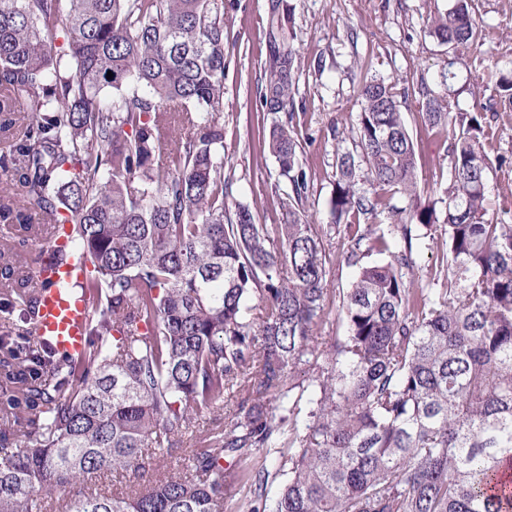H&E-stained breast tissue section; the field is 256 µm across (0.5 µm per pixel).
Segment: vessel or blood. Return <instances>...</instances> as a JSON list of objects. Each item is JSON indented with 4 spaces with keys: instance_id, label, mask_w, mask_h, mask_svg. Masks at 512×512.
I'll return each instance as SVG.
<instances>
[{
    "instance_id": "obj_1",
    "label": "vessel or blood",
    "mask_w": 512,
    "mask_h": 512,
    "mask_svg": "<svg viewBox=\"0 0 512 512\" xmlns=\"http://www.w3.org/2000/svg\"><path fill=\"white\" fill-rule=\"evenodd\" d=\"M56 243L52 234L43 241L47 256L32 273L40 290L29 317L40 347L62 359L75 358L89 343L87 304L79 291L85 279V266L77 255L61 262L52 261L48 253Z\"/></svg>"
}]
</instances>
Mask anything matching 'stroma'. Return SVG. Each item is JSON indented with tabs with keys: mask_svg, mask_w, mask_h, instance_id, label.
<instances>
[{
	"mask_svg": "<svg viewBox=\"0 0 512 512\" xmlns=\"http://www.w3.org/2000/svg\"><path fill=\"white\" fill-rule=\"evenodd\" d=\"M268 0H224V167L232 183L228 206H249L257 223H268L288 192L275 158L264 149L262 130L276 121L259 102L266 58ZM291 11L292 46L300 68L294 77L293 123L302 136L300 163L310 178L304 218L330 222L329 201L336 186L338 153L351 150L347 130L360 110L363 77L396 85L413 140L418 175L428 199L443 197L451 166L452 135L422 125L418 86L435 84L447 58L446 46L429 36L431 17L451 0H283ZM480 44L459 47L464 64L481 61L488 70L512 72V0H473ZM454 116L477 115L487 138L488 219L512 224V106L494 84L475 77L450 102ZM46 222L29 213L22 224H1L0 241L16 248L9 269L0 268V321L18 319L17 289L42 253Z\"/></svg>",
	"mask_w": 512,
	"mask_h": 512,
	"instance_id": "stroma-1",
	"label": "stroma"
}]
</instances>
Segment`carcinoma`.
<instances>
[{"label":"carcinoma","mask_w":512,"mask_h":512,"mask_svg":"<svg viewBox=\"0 0 512 512\" xmlns=\"http://www.w3.org/2000/svg\"><path fill=\"white\" fill-rule=\"evenodd\" d=\"M289 22L269 0L257 94L285 116L265 144L291 192L281 223L258 224L224 204V0H0V103L23 112L25 188L0 187V222L70 225L90 306L82 359L33 350L35 374L0 329V512H224L234 493L248 512H512V224L485 219L480 121L449 110L469 76L452 54L438 90H419L422 124L460 125L440 274L419 279L411 225L438 217L387 80L362 83L331 224L303 219ZM429 35L474 42L471 0ZM489 79L512 105V75ZM328 233L356 268L338 291ZM333 313L345 335L326 338ZM229 397L224 426L195 428ZM129 470L150 478L88 486Z\"/></svg>","instance_id":"cac0c4a2"}]
</instances>
